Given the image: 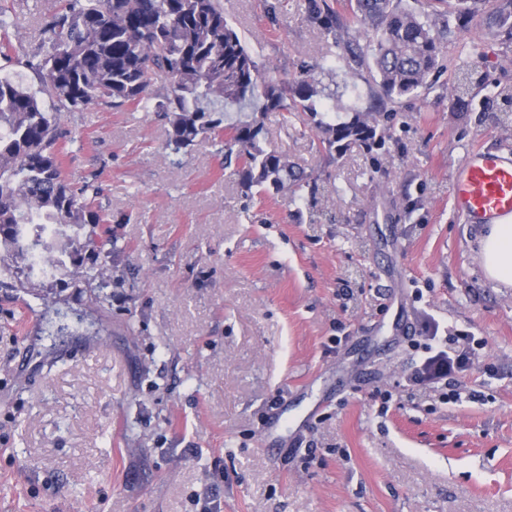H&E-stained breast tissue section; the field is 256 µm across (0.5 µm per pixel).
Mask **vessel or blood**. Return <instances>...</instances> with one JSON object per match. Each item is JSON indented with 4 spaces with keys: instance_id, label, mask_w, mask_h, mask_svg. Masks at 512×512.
Segmentation results:
<instances>
[{
    "instance_id": "vessel-or-blood-1",
    "label": "vessel or blood",
    "mask_w": 512,
    "mask_h": 512,
    "mask_svg": "<svg viewBox=\"0 0 512 512\" xmlns=\"http://www.w3.org/2000/svg\"><path fill=\"white\" fill-rule=\"evenodd\" d=\"M454 204L476 224L512 215V157L473 151L455 175Z\"/></svg>"
}]
</instances>
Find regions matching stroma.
<instances>
[{
	"label": "stroma",
	"mask_w": 512,
	"mask_h": 512,
	"mask_svg": "<svg viewBox=\"0 0 512 512\" xmlns=\"http://www.w3.org/2000/svg\"><path fill=\"white\" fill-rule=\"evenodd\" d=\"M223 2L266 80L373 98L303 0ZM56 3L16 7L17 54ZM481 24L424 100L387 103L376 154L267 113L262 146L319 185L310 210L245 193L211 137L173 152L155 113L69 116L64 171L97 178L112 222L64 233L117 249L47 277L0 249V512H512V288L452 200L471 151L512 156V44ZM79 267L110 270L104 301ZM439 350L460 367L421 378Z\"/></svg>",
	"instance_id": "1"
}]
</instances>
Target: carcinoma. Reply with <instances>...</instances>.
<instances>
[{"label":"carcinoma","mask_w":512,"mask_h":512,"mask_svg":"<svg viewBox=\"0 0 512 512\" xmlns=\"http://www.w3.org/2000/svg\"><path fill=\"white\" fill-rule=\"evenodd\" d=\"M486 0H455L446 14L421 16L403 0H352L351 9L371 33L367 69L382 96L422 99L439 71L440 53L454 22L486 15L492 36L512 43V0L484 13ZM306 11L340 42L346 26L326 4L307 0ZM8 9L0 8V58L37 78L31 90L0 76V247L21 260L44 244L57 227L107 224L97 206L99 187L70 181L59 157L65 136L63 112L90 106L115 111L139 107L166 120L168 144L187 148L204 134L224 137V164L247 192L288 191L296 205L311 178L288 156L261 145L263 123L224 124L232 104H257L255 111L304 113L329 151L352 146L368 150L385 143L381 112L325 92L321 81L304 76L274 84L262 77L256 56L224 17L221 0H62L39 17V47L23 58L11 55ZM168 84L150 90L152 76ZM471 76L456 77L448 96L464 101ZM339 114L350 118L342 120Z\"/></svg>","instance_id":"obj_1"}]
</instances>
